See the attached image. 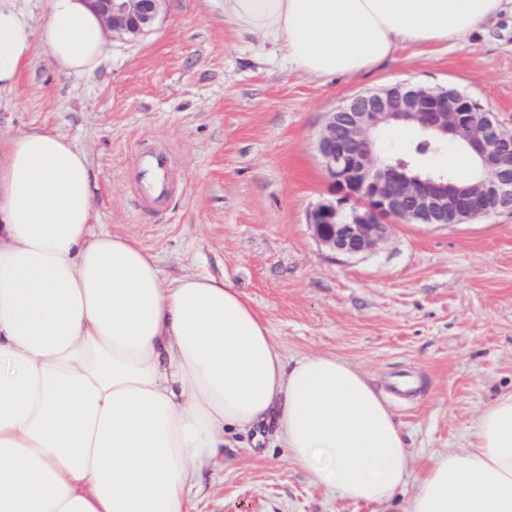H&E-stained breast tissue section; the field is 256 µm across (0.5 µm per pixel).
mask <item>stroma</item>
Listing matches in <instances>:
<instances>
[{
  "label": "stroma",
  "mask_w": 512,
  "mask_h": 512,
  "mask_svg": "<svg viewBox=\"0 0 512 512\" xmlns=\"http://www.w3.org/2000/svg\"><path fill=\"white\" fill-rule=\"evenodd\" d=\"M399 82L455 86L512 129V14L461 44H402L362 74L314 78L225 22L224 0H167L150 32L107 40L91 75H67L36 44L0 92V137L66 136L93 171L98 223L154 254L163 278L228 279L286 358L329 353L367 373L419 473L466 448L485 406L512 391V212L395 223L354 259L317 243L306 214L334 197L315 148L326 113ZM156 147L173 155L160 208L137 197V158ZM203 480L193 512H407L414 491L380 504L326 493L268 430L228 435Z\"/></svg>",
  "instance_id": "stroma-1"
}]
</instances>
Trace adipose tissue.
<instances>
[{
  "mask_svg": "<svg viewBox=\"0 0 512 512\" xmlns=\"http://www.w3.org/2000/svg\"><path fill=\"white\" fill-rule=\"evenodd\" d=\"M512 0H224V20L321 78L368 71L403 43H456ZM93 0H47L33 29L0 0V90L35 43L67 73L104 63ZM85 153L32 129L0 145V512H189L226 431L272 429L312 484L408 512H512V392L466 449L413 477L406 437L365 373L332 354L286 360L225 280H164L155 255L95 222Z\"/></svg>",
  "mask_w": 512,
  "mask_h": 512,
  "instance_id": "1",
  "label": "adipose tissue"
}]
</instances>
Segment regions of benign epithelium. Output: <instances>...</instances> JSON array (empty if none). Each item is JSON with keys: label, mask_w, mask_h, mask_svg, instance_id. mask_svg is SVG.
Here are the masks:
<instances>
[{"label": "benign epithelium", "mask_w": 512, "mask_h": 512, "mask_svg": "<svg viewBox=\"0 0 512 512\" xmlns=\"http://www.w3.org/2000/svg\"><path fill=\"white\" fill-rule=\"evenodd\" d=\"M94 2L104 28L132 40L154 27L166 0ZM396 126L454 139L473 156L480 174L459 183L445 172L411 174L407 162L386 164L377 135ZM316 151L341 197L313 207L307 223L322 247L347 258L383 242L389 218L448 225L512 210V131L452 86L398 83L356 94L326 114Z\"/></svg>", "instance_id": "benign-epithelium-1"}]
</instances>
